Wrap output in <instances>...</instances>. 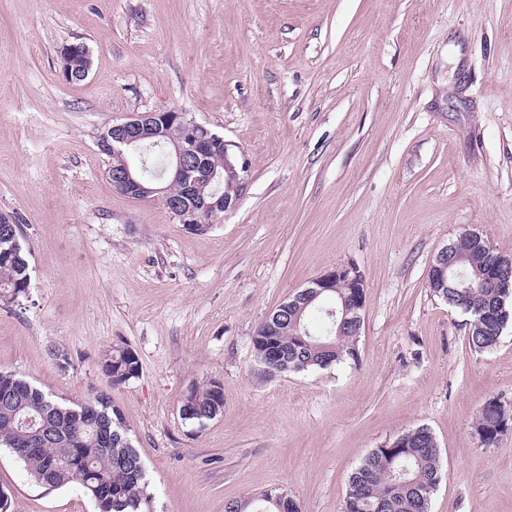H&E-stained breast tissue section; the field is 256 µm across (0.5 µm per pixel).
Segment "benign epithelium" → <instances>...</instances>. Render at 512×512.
Segmentation results:
<instances>
[{
    "label": "benign epithelium",
    "mask_w": 512,
    "mask_h": 512,
    "mask_svg": "<svg viewBox=\"0 0 512 512\" xmlns=\"http://www.w3.org/2000/svg\"><path fill=\"white\" fill-rule=\"evenodd\" d=\"M90 50L84 44H70L60 51V64L63 78L72 81L73 63L78 60L86 62L83 76L91 70ZM170 119L179 122L185 136L172 144L163 140L162 121ZM97 145L112 154V172L110 181L115 190L128 198L140 200L160 195L173 219L179 224H206L234 208L238 198H230L221 193L223 176L232 178L240 187H245L247 166L226 146L224 138L205 125L187 117L182 111L169 110L145 112L123 121H118L101 133ZM224 146V172L220 173L206 165L204 154L215 146ZM154 146L162 149L166 155V164L162 172L154 177H145L138 166L131 163V157L144 158L145 152ZM175 182L182 184L184 192L192 202L182 203L167 195L169 186ZM213 186L209 196L195 194V191L207 185ZM428 281L436 288H446L448 283H456L453 263L448 261V248H443L435 256L428 273ZM341 286L348 288L347 294L341 296L342 316L338 330L350 325L360 331L362 318L360 312L365 303V281L357 268L341 265L328 269L313 279L309 285L279 306V311L272 312L265 319L259 330L267 345L268 361L275 364L284 359L276 343L275 335L282 323L281 313L300 300L310 304L328 292H335ZM266 496L276 505L279 512H296L297 503L283 489H270Z\"/></svg>",
    "instance_id": "obj_1"
}]
</instances>
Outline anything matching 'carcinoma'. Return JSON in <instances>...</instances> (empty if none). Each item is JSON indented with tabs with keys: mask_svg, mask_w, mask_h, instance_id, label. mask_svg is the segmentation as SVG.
Segmentation results:
<instances>
[{
	"mask_svg": "<svg viewBox=\"0 0 512 512\" xmlns=\"http://www.w3.org/2000/svg\"><path fill=\"white\" fill-rule=\"evenodd\" d=\"M21 225L0 217V303L9 306L26 297L29 287V252L21 245ZM459 258L456 270L467 285L465 293L456 289L439 290L448 305L469 315L467 340L470 348L485 352L496 347L503 330L512 323V292L482 281L479 273L500 261L509 274L508 257L494 252L485 240L465 232L449 243ZM329 307L318 298L301 314L299 324L281 327L277 344L287 355L293 372L326 368L346 358H356V337L336 335ZM316 316L324 332L312 333L307 343L297 334L310 328ZM128 346H115L104 358L103 372L112 385L124 384L139 375V361ZM211 382L192 392L194 417L205 421L217 411ZM501 423L512 424V414L499 406L480 415V426L489 432ZM46 438L43 448L33 451L29 441L34 434ZM406 447L396 451L375 448L351 475L346 497L354 500V512H429L431 496L441 481L440 448L426 427L405 433ZM0 446L9 449L38 485L59 489L78 484L94 502L96 512H151L145 468L133 447L120 409L101 392L82 403L67 404L29 381L8 371H0ZM83 453V464L71 468L69 459ZM112 487V496L102 497L99 489Z\"/></svg>",
	"mask_w": 512,
	"mask_h": 512,
	"instance_id": "1",
	"label": "carcinoma"
}]
</instances>
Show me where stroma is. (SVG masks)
Listing matches in <instances>:
<instances>
[{
  "mask_svg": "<svg viewBox=\"0 0 512 512\" xmlns=\"http://www.w3.org/2000/svg\"><path fill=\"white\" fill-rule=\"evenodd\" d=\"M87 45L66 82L60 50ZM178 110L248 165L236 207L195 233L163 199L112 187L99 133ZM0 215L30 252L26 298L0 305V369L57 397L106 392L145 464L152 512H224L279 487L342 512L372 449L419 426L441 452L430 512H512V327L488 352L428 286L476 231L512 255V0H0ZM339 265L363 275L358 356L270 376L253 336ZM127 345L140 374L112 385ZM66 362H58L55 352ZM224 411L182 418L192 386ZM9 512H95L0 447ZM129 346H115L107 354L103 362V372L107 375L112 385H120L136 378L139 375V361ZM132 355L136 359H132ZM480 422H476V431L479 435V437L484 441L486 433L485 431L489 432L488 436V442H486V445H492L494 441V431H496V427L501 423H508L512 424V414L508 413L500 404L499 406L493 410L488 411L485 413H482L480 415ZM484 428H480V426Z\"/></svg>",
  "mask_w": 512,
  "mask_h": 512,
  "instance_id": "35a3bbf8",
  "label": "stroma"
}]
</instances>
